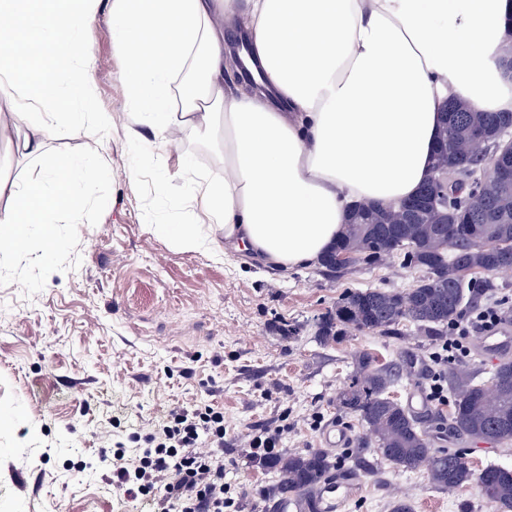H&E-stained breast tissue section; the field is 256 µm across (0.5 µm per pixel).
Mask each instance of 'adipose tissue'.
Returning a JSON list of instances; mask_svg holds the SVG:
<instances>
[{"label":"adipose tissue","mask_w":512,"mask_h":512,"mask_svg":"<svg viewBox=\"0 0 512 512\" xmlns=\"http://www.w3.org/2000/svg\"><path fill=\"white\" fill-rule=\"evenodd\" d=\"M96 2L0 0V97L24 129V157L42 158L58 124L88 139L106 124L84 109ZM511 14L512 0H113L133 136L213 132L224 155L221 176L186 159L176 173L208 230L162 232L264 266L317 262L349 205H395L428 180L446 101L512 112L492 62ZM222 16L249 35L259 91L224 75ZM104 168L97 153L64 155L0 179V254L57 247Z\"/></svg>","instance_id":"ef3b65f1"}]
</instances>
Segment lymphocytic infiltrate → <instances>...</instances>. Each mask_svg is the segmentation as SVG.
<instances>
[{
  "instance_id": "1",
  "label": "lymphocytic infiltrate",
  "mask_w": 512,
  "mask_h": 512,
  "mask_svg": "<svg viewBox=\"0 0 512 512\" xmlns=\"http://www.w3.org/2000/svg\"><path fill=\"white\" fill-rule=\"evenodd\" d=\"M512 321V307L496 301L477 306L448 326V336L434 352L435 367L465 359L469 333L491 331ZM134 459L117 466L119 483L151 496L158 512H225L234 501L224 481V414L213 406L175 408L161 428L145 439Z\"/></svg>"
}]
</instances>
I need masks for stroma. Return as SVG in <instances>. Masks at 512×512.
Masks as SVG:
<instances>
[{
	"label": "stroma",
	"mask_w": 512,
	"mask_h": 512,
	"mask_svg": "<svg viewBox=\"0 0 512 512\" xmlns=\"http://www.w3.org/2000/svg\"><path fill=\"white\" fill-rule=\"evenodd\" d=\"M111 0H101L91 39L97 64L91 109L112 122L94 140L57 128L52 156L94 150L106 172L92 188L83 224L61 229L51 258L33 251L0 265V512H151L117 486L102 455L133 457L138 440L175 407L224 412L225 481L236 512H278L265 496L273 472L246 452V436L267 425L288 431L283 453L322 449L334 424L350 441L332 448L333 478L356 490L344 512H496L476 484L436 489L424 471L401 472L373 448L366 429L336 404L368 352L397 375L390 395L429 391L430 356L442 342L407 328L401 336L348 329L322 341L318 323L351 290L412 288L418 271L399 261L352 267L341 278L312 264L281 271L178 246L159 224L194 221L184 191L159 189L180 158L212 167L210 153L184 136L179 153L132 143L124 62L112 45ZM452 404L418 415L433 448L462 454L476 471L512 469V441H476L450 425Z\"/></svg>",
	"instance_id": "obj_1"
}]
</instances>
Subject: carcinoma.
<instances>
[{
    "label": "carcinoma",
    "instance_id": "cac0c4a2",
    "mask_svg": "<svg viewBox=\"0 0 512 512\" xmlns=\"http://www.w3.org/2000/svg\"><path fill=\"white\" fill-rule=\"evenodd\" d=\"M506 121L512 123V113L480 111L462 99L448 102L440 147L433 156V167L448 166V184L421 187L427 194L448 193L447 216L421 209L415 223L398 224L391 211L375 202L347 213L342 234L320 260L326 271L340 277L352 265L397 258L421 276L406 291L367 288L346 293L319 322V335L328 340L355 328L400 336L409 323L427 336H445L448 324L474 300L482 276L498 272L503 262L512 266V183L491 176L484 182L480 172L487 162L494 168H512V152L480 154L469 135L473 124L492 131ZM339 253L348 255L347 264L331 261ZM394 382L392 370L376 364L371 354L356 356L351 384L339 396L338 406L365 424L368 439L363 447L376 448L398 470L412 471L424 463L428 480L440 490L475 482L501 512L512 509V471L489 466L476 473L459 454L432 448L420 421L389 396ZM448 382L455 395L451 425L456 432L479 441H512V361L498 364L488 384L473 373L453 369ZM334 465L320 450L279 454L263 462L278 474L266 495L280 503L294 498L311 509Z\"/></svg>",
    "mask_w": 512,
    "mask_h": 512
}]
</instances>
